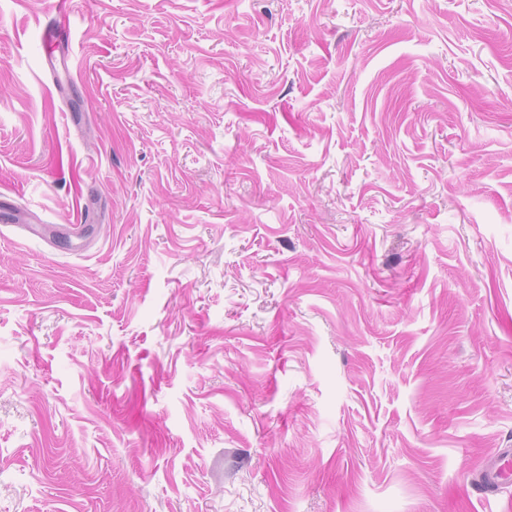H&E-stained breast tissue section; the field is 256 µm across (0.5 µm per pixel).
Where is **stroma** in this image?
Listing matches in <instances>:
<instances>
[{
  "mask_svg": "<svg viewBox=\"0 0 512 512\" xmlns=\"http://www.w3.org/2000/svg\"><path fill=\"white\" fill-rule=\"evenodd\" d=\"M54 4L0 0V512H512V0ZM511 472L512 458L507 452L490 458L486 470V482L483 483L485 491H490L495 485L506 481L512 475Z\"/></svg>",
  "mask_w": 512,
  "mask_h": 512,
  "instance_id": "stroma-1",
  "label": "stroma"
}]
</instances>
